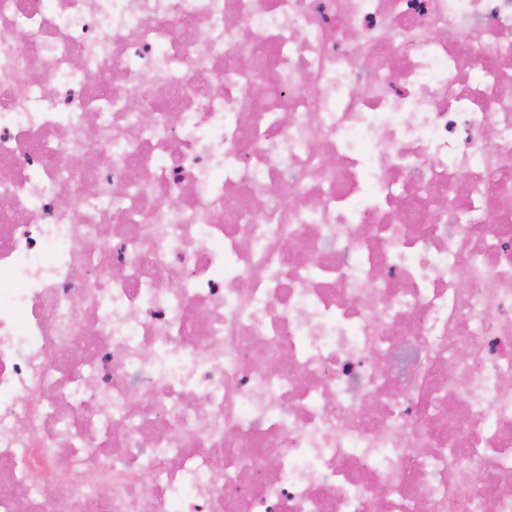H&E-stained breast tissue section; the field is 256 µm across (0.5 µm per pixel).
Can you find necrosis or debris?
Returning <instances> with one entry per match:
<instances>
[{"label": "necrosis or debris", "mask_w": 512, "mask_h": 512, "mask_svg": "<svg viewBox=\"0 0 512 512\" xmlns=\"http://www.w3.org/2000/svg\"><path fill=\"white\" fill-rule=\"evenodd\" d=\"M3 34L0 512H512V0Z\"/></svg>", "instance_id": "necrosis-or-debris-1"}]
</instances>
